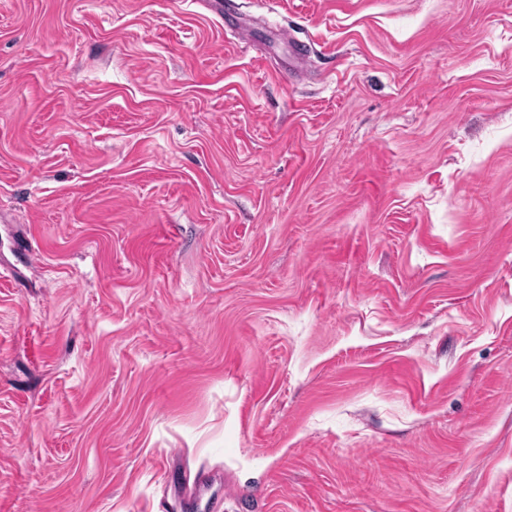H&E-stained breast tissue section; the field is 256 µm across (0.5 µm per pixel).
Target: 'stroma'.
Wrapping results in <instances>:
<instances>
[{"mask_svg": "<svg viewBox=\"0 0 512 512\" xmlns=\"http://www.w3.org/2000/svg\"><path fill=\"white\" fill-rule=\"evenodd\" d=\"M0 0V512H512V0Z\"/></svg>", "mask_w": 512, "mask_h": 512, "instance_id": "stroma-1", "label": "stroma"}]
</instances>
